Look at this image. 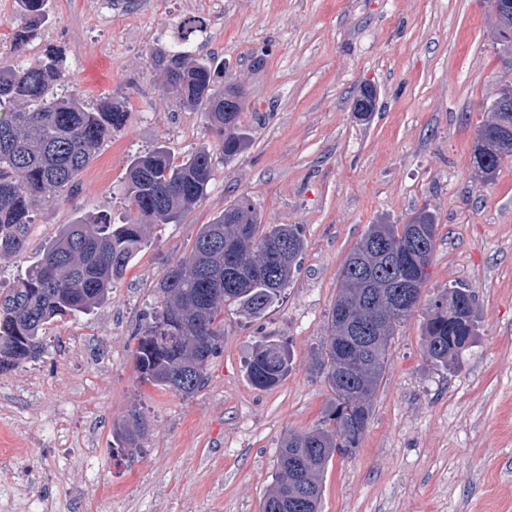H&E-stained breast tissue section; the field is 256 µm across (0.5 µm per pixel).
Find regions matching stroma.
<instances>
[{"label": "stroma", "mask_w": 512, "mask_h": 512, "mask_svg": "<svg viewBox=\"0 0 512 512\" xmlns=\"http://www.w3.org/2000/svg\"><path fill=\"white\" fill-rule=\"evenodd\" d=\"M48 0L49 23L24 48L15 0H0V64H39L61 49L55 95L94 107L125 104L128 118L73 186L39 202L25 253L0 257V286L25 278L63 225L124 220L131 159L166 147L183 160L214 145L201 113L184 110L150 60L185 18L204 31L201 54L223 59L225 80L248 93L250 135L237 157L215 154L204 199L180 223L156 224L108 300L46 327L45 350L0 375V433L17 453L0 495L23 490L57 512H259L288 434L316 427L332 392L311 364L326 334L340 269L368 225L406 221L427 207L439 234L424 297L473 288L480 320L459 363L433 366L422 313L392 341L374 412L356 451L323 475L321 512H512V158L495 178L472 169L485 104L512 65L498 54L486 0ZM379 93L369 122L353 101ZM262 223L300 224L306 248L281 300L263 318L224 309V339L193 397L140 382L138 325L167 264L201 225L239 197ZM292 350L278 386L259 390L246 362L262 337ZM139 409L134 456L113 458L112 425ZM68 420L96 456L58 447L48 414Z\"/></svg>", "instance_id": "obj_1"}]
</instances>
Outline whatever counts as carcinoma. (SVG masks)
Here are the masks:
<instances>
[{
	"instance_id": "cac0c4a2",
	"label": "carcinoma",
	"mask_w": 512,
	"mask_h": 512,
	"mask_svg": "<svg viewBox=\"0 0 512 512\" xmlns=\"http://www.w3.org/2000/svg\"><path fill=\"white\" fill-rule=\"evenodd\" d=\"M496 40L512 49V0H499ZM27 25L15 34L23 46L45 24L46 0H18ZM198 18L182 22L178 39L151 52L152 69L185 108L204 115L224 158L248 145L239 117L242 101L224 111L230 87L217 83L224 61L203 57L194 38ZM65 61L57 48L45 51L37 67L0 66V256H20L28 242L35 203L73 186L101 144L121 129L127 111L107 100L89 110L78 95L48 96L61 82ZM486 111L500 121L497 136L479 127L473 166L485 181L512 158V103L494 99ZM213 154L203 147L179 164L155 149L136 157L126 176L127 215L67 224L29 276L0 288V372L13 370L44 351L43 330L55 318L86 313L102 305L112 284L146 243L152 224H176L200 203L213 178ZM438 217L424 207L403 224H370L351 249L339 274L336 302L326 336L313 354V369L333 393L316 427L283 441L272 488L260 512H320L322 476L337 455H351L373 414L392 340L419 306L438 239ZM298 224H263L251 200L242 196L199 230L189 253L168 265L154 288L155 304L140 326L134 365L140 381L184 397L205 381L220 348L224 305L235 304L259 318L291 282L305 250ZM476 294L450 284L428 300L422 345L430 362L448 367L472 343L477 329ZM288 347L262 338L246 365L257 389L288 376ZM145 427L137 409L112 431L113 454L141 449Z\"/></svg>"
}]
</instances>
